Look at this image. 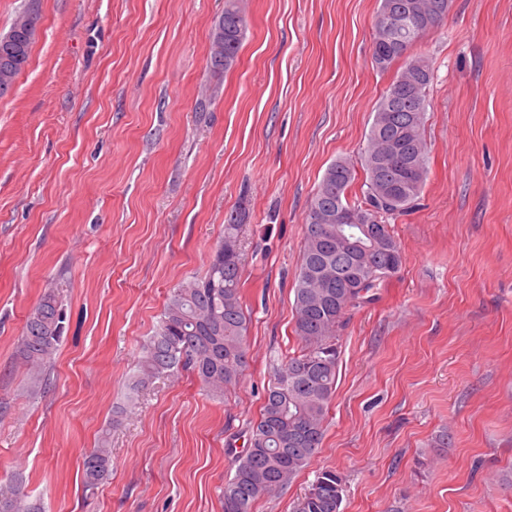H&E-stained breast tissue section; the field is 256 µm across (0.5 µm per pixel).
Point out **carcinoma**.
I'll return each mask as SVG.
<instances>
[{
    "mask_svg": "<svg viewBox=\"0 0 512 512\" xmlns=\"http://www.w3.org/2000/svg\"><path fill=\"white\" fill-rule=\"evenodd\" d=\"M451 0H381L374 26L371 58L379 71L400 64V71L374 110L361 165L362 196L349 189L354 166L338 159L328 166L308 206L301 261L295 278V334L298 354L278 368L258 419L249 430L244 454L224 483L223 512H252L255 502L284 490L321 448L334 393L336 340L346 312L369 301L368 294L401 269L404 255L388 220L409 212L428 171L424 135L432 81L429 62L410 50L447 16ZM38 9L25 7L12 24L20 38L0 39V96L13 87L26 66ZM248 28L238 0H225L215 20L208 66L225 73L238 61ZM246 209L224 225L206 272L180 281L167 297L159 324L141 346L133 389L181 370L196 375L207 392L221 397L239 381L247 356V316L241 304L242 248ZM66 314L48 289L29 311L18 354L34 388L47 387L49 367L58 350ZM111 449L101 446L82 460L86 488L106 481ZM334 469L315 474L294 512H336L344 494ZM0 512H44L26 500L21 483L0 487Z\"/></svg>",
    "mask_w": 512,
    "mask_h": 512,
    "instance_id": "1",
    "label": "carcinoma"
}]
</instances>
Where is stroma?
<instances>
[{
	"label": "stroma",
	"mask_w": 512,
	"mask_h": 512,
	"mask_svg": "<svg viewBox=\"0 0 512 512\" xmlns=\"http://www.w3.org/2000/svg\"><path fill=\"white\" fill-rule=\"evenodd\" d=\"M242 4L239 60L216 75L224 0H39L0 97V485L22 476L47 512H223L273 370L301 348L308 201L331 163H359L396 73L370 62L379 0ZM413 52L433 72L429 174L391 222L402 269L346 312L322 446L253 512H292L323 468L346 480L342 512H512V0H453ZM240 205L238 384L133 390L170 289L206 271ZM50 287L66 328L39 390L17 345ZM102 442L112 473L88 490ZM111 448H93L82 460V477L86 488L93 489L106 481L111 471Z\"/></svg>",
	"instance_id": "obj_1"
}]
</instances>
